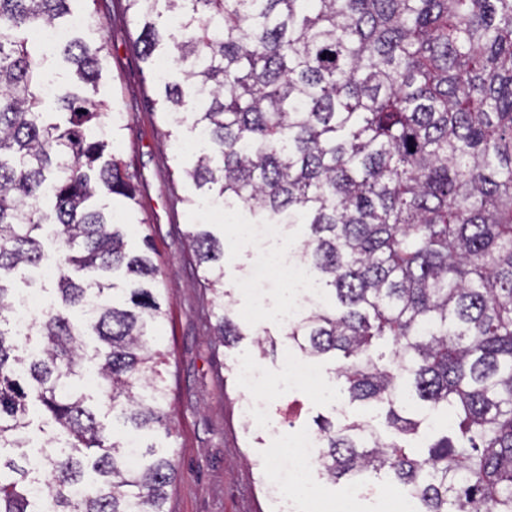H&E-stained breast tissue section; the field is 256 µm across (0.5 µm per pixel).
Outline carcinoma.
<instances>
[{"mask_svg":"<svg viewBox=\"0 0 512 512\" xmlns=\"http://www.w3.org/2000/svg\"><path fill=\"white\" fill-rule=\"evenodd\" d=\"M71 0H0V512H167V448L129 447L88 406L94 363L112 421L172 436L156 342L157 266L129 250L109 201L136 185L94 97L106 47L62 46L91 92L47 110L34 31ZM141 56L170 52L204 136L186 174L260 224H307L301 256L318 304L282 335L332 355L348 400L375 402L401 440L367 421L323 420L320 473L403 484L418 512H512V0H125ZM214 342L241 325L224 306V245L188 232ZM55 245L56 300L29 335L11 327L16 278ZM97 337L88 354L80 337ZM389 345L386 353L381 347ZM45 420V482L30 470V412ZM452 417L422 447V410Z\"/></svg>","mask_w":512,"mask_h":512,"instance_id":"carcinoma-1","label":"carcinoma"}]
</instances>
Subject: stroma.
<instances>
[{
	"label": "stroma",
	"instance_id": "obj_1",
	"mask_svg": "<svg viewBox=\"0 0 512 512\" xmlns=\"http://www.w3.org/2000/svg\"><path fill=\"white\" fill-rule=\"evenodd\" d=\"M73 13L95 14L98 23L83 30L92 43L102 42L108 57L98 87V99L121 113V128L113 135V150L126 162L137 186L132 208L116 212L129 229V246L143 250L152 244L158 267L157 286L165 298L167 316L158 344L169 353L164 376L174 411L173 437L155 436L157 446L170 449L179 476L169 489L167 512H278L272 483L289 484L288 472L276 469V460L291 461V437L298 428H313L317 416L344 421L348 416L369 420L385 437L393 431L384 424L383 410L373 405L349 404L344 397L324 399V390L340 388L325 358L316 366L322 373L317 387L299 386L293 393L279 391L288 373L294 348L280 336L275 309L287 302L284 276L272 268L269 247L242 237L210 209H190L189 200H201L202 189L182 175L196 155L185 115L162 109L157 70L133 48L137 30L118 0H73ZM194 224L224 240V287L248 336L232 348L211 338L216 307L211 292L200 288L201 274L189 258L187 233ZM269 330L276 346L255 354L250 334ZM254 355L260 368L258 392L270 395L265 414L244 416L248 395L237 377V364ZM307 479L311 499H298L300 512H314L317 504L345 512H386L401 487L385 478L369 477V495L358 496L346 481L332 484L311 469Z\"/></svg>",
	"mask_w": 512,
	"mask_h": 512
}]
</instances>
